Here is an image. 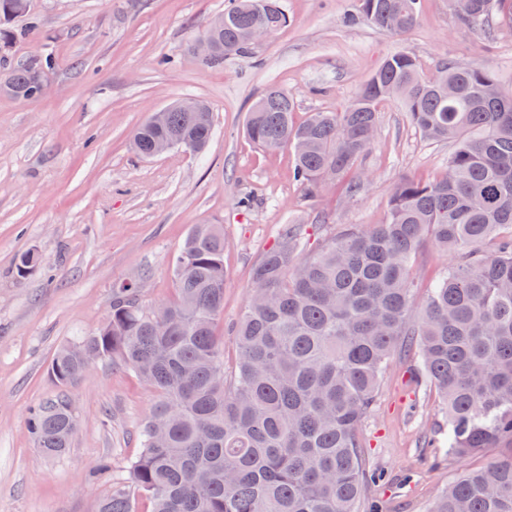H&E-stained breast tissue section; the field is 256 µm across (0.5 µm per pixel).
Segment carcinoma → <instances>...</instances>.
<instances>
[{
  "label": "carcinoma",
  "instance_id": "1",
  "mask_svg": "<svg viewBox=\"0 0 512 512\" xmlns=\"http://www.w3.org/2000/svg\"><path fill=\"white\" fill-rule=\"evenodd\" d=\"M465 25L512 28V0H448ZM421 0H355L348 22L403 34ZM29 0H0V62L16 38L14 19ZM288 23L282 0H230L204 26L202 63L247 58L258 25L276 33ZM50 55L0 72V93L23 101L45 91L35 78ZM402 102L430 141H449L447 174L432 183L396 184L383 224H349L297 260L301 242L288 224L280 243L253 270V286L234 326L237 361L224 367V231L198 224L176 259L174 298L156 320L140 302V281L114 289L112 310L95 333L61 347L51 374L66 385L95 362L119 361L156 393L141 427L142 451L128 477L112 484L98 512H356L367 473L362 424L393 354L416 360V384L443 401L445 452L512 449V91L483 67L442 60L432 75L401 52L382 62L356 97L336 111L293 120L294 97L267 89L249 109L245 133L260 148L287 147L294 177L310 202L345 181L371 147L379 106ZM214 133L171 104L134 132L150 157L154 143L199 153ZM499 239L493 254L480 246ZM431 241L455 261L411 318L410 271ZM33 251L16 262L26 277ZM78 420L61 397L29 418L37 448L59 457ZM430 512H512V452L448 484Z\"/></svg>",
  "mask_w": 512,
  "mask_h": 512
}]
</instances>
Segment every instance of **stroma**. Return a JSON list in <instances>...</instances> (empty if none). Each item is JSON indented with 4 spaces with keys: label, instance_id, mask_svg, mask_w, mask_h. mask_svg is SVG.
<instances>
[{
    "label": "stroma",
    "instance_id": "obj_1",
    "mask_svg": "<svg viewBox=\"0 0 512 512\" xmlns=\"http://www.w3.org/2000/svg\"><path fill=\"white\" fill-rule=\"evenodd\" d=\"M227 0H30L16 19L22 37L13 58L51 54L42 98L0 95V512H97L112 479L141 451L140 423L155 392L119 364L96 363L68 385L49 372L56 351L96 332L107 320L113 288L140 280L145 305L172 300L174 263L198 224L224 227V363L233 365L229 327L239 318L253 269L276 246L285 225L301 237L299 257L326 235L355 224L385 222L393 187L432 182L446 171L451 144L424 139L401 103H384L370 150L358 171L362 191L336 189L307 202L293 178L289 149L255 147L242 133L252 101L269 87L293 94L295 122L336 111L397 52L424 74L439 60L489 69L512 89V29L465 26L448 0H422L416 26L397 35L352 25L353 0H284L288 23L253 58L206 67L193 50L204 23ZM206 100L214 135L205 153L175 149L145 159L132 147L135 129L181 98ZM36 251L27 278L17 258ZM453 262L424 243L412 271L415 308ZM411 356L396 353L381 377L365 421L368 481L360 512H430L461 474L499 456L486 448L435 462L423 438L446 424L431 388L413 387ZM65 396L78 418L71 446L51 459L28 427L34 408ZM108 459L110 467L92 473Z\"/></svg>",
    "mask_w": 512,
    "mask_h": 512
}]
</instances>
